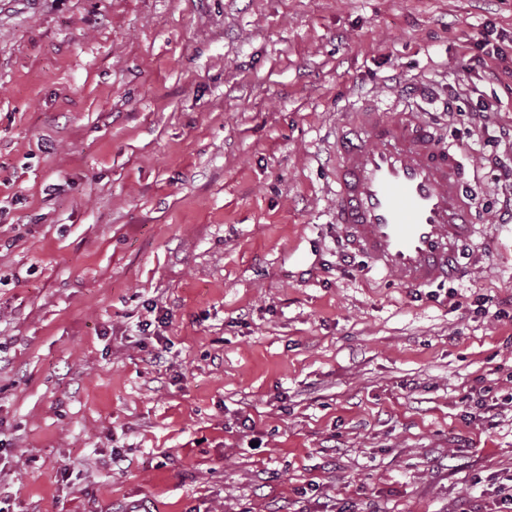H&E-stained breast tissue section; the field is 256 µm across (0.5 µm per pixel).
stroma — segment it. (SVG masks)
Segmentation results:
<instances>
[{
	"label": "stroma",
	"mask_w": 512,
	"mask_h": 512,
	"mask_svg": "<svg viewBox=\"0 0 512 512\" xmlns=\"http://www.w3.org/2000/svg\"><path fill=\"white\" fill-rule=\"evenodd\" d=\"M368 102L468 167L451 281L342 260L333 146ZM511 166L512 0H0L9 512H494Z\"/></svg>",
	"instance_id": "35a3bbf8"
}]
</instances>
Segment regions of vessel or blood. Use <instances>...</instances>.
I'll list each match as a JSON object with an SVG mask.
<instances>
[{
    "instance_id": "b4317fda",
    "label": "vessel or blood",
    "mask_w": 512,
    "mask_h": 512,
    "mask_svg": "<svg viewBox=\"0 0 512 512\" xmlns=\"http://www.w3.org/2000/svg\"><path fill=\"white\" fill-rule=\"evenodd\" d=\"M336 157V231L354 252L408 287L459 275L477 232L476 194L459 154L417 111L389 123L362 106L355 132L337 139Z\"/></svg>"
}]
</instances>
